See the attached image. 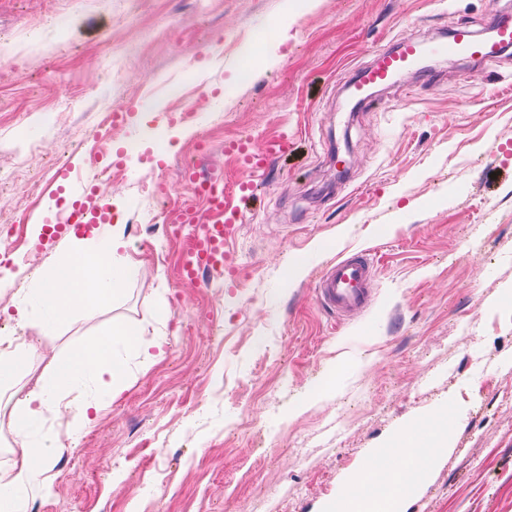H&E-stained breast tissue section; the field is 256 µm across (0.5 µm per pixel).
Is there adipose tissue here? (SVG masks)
Here are the masks:
<instances>
[{
  "label": "adipose tissue",
  "instance_id": "1",
  "mask_svg": "<svg viewBox=\"0 0 512 512\" xmlns=\"http://www.w3.org/2000/svg\"><path fill=\"white\" fill-rule=\"evenodd\" d=\"M123 247L122 237L115 231L98 238L92 249L67 247L55 257L52 270L28 290L48 313L38 325L42 335H49L75 316L90 317L111 307L126 280L127 269L120 255ZM118 343L146 367L164 353L162 337L146 335L143 330L116 321L109 338L75 347L56 361L51 381L39 382L27 390L17 385L16 378L22 360L36 357V347L0 336V381L14 390L16 402L10 424L15 433H26L51 410L66 409L71 417L65 437L23 445L14 462L0 469V512H27V493L45 484L63 439L79 436L92 423L94 414L101 412L102 406L90 393V386L116 387L125 383V364L114 350ZM425 427V446H418L414 429L408 428L400 432L393 447L386 449L387 490L370 492L373 472L368 469L343 503H325L321 512H400L401 491L422 483L438 448L444 447L448 438L447 420L431 419Z\"/></svg>",
  "mask_w": 512,
  "mask_h": 512
}]
</instances>
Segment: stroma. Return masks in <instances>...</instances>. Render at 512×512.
I'll return each instance as SVG.
<instances>
[{"label": "stroma", "mask_w": 512, "mask_h": 512, "mask_svg": "<svg viewBox=\"0 0 512 512\" xmlns=\"http://www.w3.org/2000/svg\"><path fill=\"white\" fill-rule=\"evenodd\" d=\"M0 0V217L58 224L71 189L124 157L98 192L137 266L112 306L41 340L31 379L125 321L164 337L65 441L28 512H320L348 494L380 448L452 413L448 446L404 512H512V49L471 69L429 68L363 102L347 87L376 51L431 43L459 24L488 29L512 0ZM210 55H202L206 43ZM180 85L197 109L181 119ZM128 112L109 140L101 111ZM288 136L296 151L257 177L228 242L235 273L179 275L186 236L164 214L202 203L189 163L239 175L224 143ZM40 193L39 207L28 200ZM376 258L366 311L336 321L319 272L346 248ZM54 249L25 236L0 258V336ZM168 307V318L158 316Z\"/></svg>", "instance_id": "stroma-1"}]
</instances>
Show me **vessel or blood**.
Here are the masks:
<instances>
[{"label": "vessel or blood", "mask_w": 512, "mask_h": 512, "mask_svg": "<svg viewBox=\"0 0 512 512\" xmlns=\"http://www.w3.org/2000/svg\"><path fill=\"white\" fill-rule=\"evenodd\" d=\"M490 25L495 33L492 40H479L474 31L464 25L454 29L446 41L432 45L428 50L451 62L467 55L487 64L496 63L504 50L512 47V14H494ZM424 50L427 49L422 44L408 37L401 39L394 48L380 50L373 63L364 69L359 90L365 92L371 86L389 84L397 73L414 66ZM290 148V141L283 137L270 138L259 144L248 139L228 142L227 149L236 155L242 171L240 180L231 190L227 189L221 173L203 176L192 168L181 170L182 180L194 195L205 200L211 215L208 224L202 226L197 223L196 210L190 207L177 210L172 217L173 223L196 227L193 242L182 264L184 278L196 279L204 271L217 267L231 268L233 259L225 243L244 221L241 203L253 193L251 176L266 171L274 157L287 154ZM110 212L108 200L87 188H79L75 200L64 212L62 223L54 225L47 242L55 244L63 234L91 223L95 215L106 216ZM375 285L374 257L365 250L350 248L321 274L317 281L316 299L327 313L336 318L349 317L369 305Z\"/></svg>", "instance_id": "vessel-or-blood-1"}]
</instances>
